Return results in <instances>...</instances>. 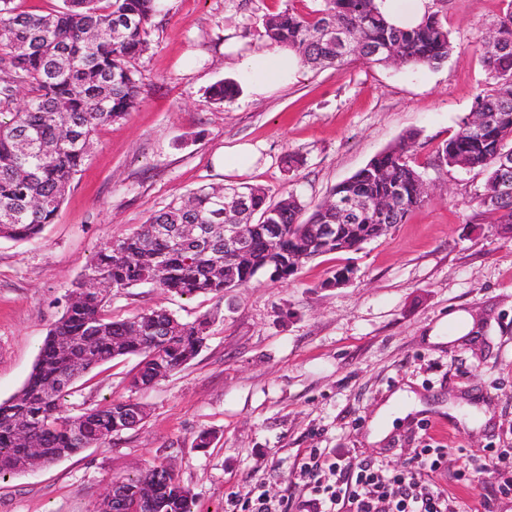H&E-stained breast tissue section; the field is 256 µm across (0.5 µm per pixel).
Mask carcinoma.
Returning a JSON list of instances; mask_svg holds the SVG:
<instances>
[{
	"label": "carcinoma",
	"mask_w": 512,
	"mask_h": 512,
	"mask_svg": "<svg viewBox=\"0 0 512 512\" xmlns=\"http://www.w3.org/2000/svg\"><path fill=\"white\" fill-rule=\"evenodd\" d=\"M320 7L301 12L292 7L272 15L265 24L271 43L294 52L318 69L341 70L357 60L367 64L437 67L453 52L448 29L438 13L420 23H390L377 0H319ZM65 7L45 15L26 13L0 0V238L29 241L51 224L67 190L81 171L104 126L138 108L142 74L137 60L149 49V28L160 13L161 0H64ZM342 27L346 46L327 39L330 26ZM498 38L474 47L488 75L475 95L459 131L437 150V159L486 174L480 198L483 214L512 234V194L500 191L512 179V0L496 23ZM219 101L237 94L232 81L211 89ZM486 123L480 132L463 134L471 116ZM34 143L25 155L21 144ZM413 145L402 139L374 156L365 167L337 185L305 220L304 205L291 194L277 201L258 188L233 191L249 207L230 215L234 224L250 225L252 256L224 274L223 189L201 187L152 214L134 232L104 244L96 262L68 295L62 316L52 324L37 361L21 391L0 402V478L28 467L51 464L91 446H102L119 433L123 418L135 428L146 417L133 399L113 401L77 416L66 413L62 400L75 381L119 356L140 357L131 387L144 389L156 379L187 365L203 346L208 322L183 323L166 310H145L134 317L112 319L104 313L106 292L96 281L127 289L154 284L180 296L222 295L249 284L259 273L274 275L288 256L307 259L336 252L314 244L316 224H344L329 204L351 196L371 203L402 197L386 212L369 207L364 227L343 247L356 251L379 237L378 224H400L425 198L417 188L421 173L411 164ZM155 224H206L208 236L189 252L167 237L152 234ZM122 502L106 497L95 512H140L143 496H152L155 512H194V497L165 465L145 468L122 481Z\"/></svg>",
	"instance_id": "cac0c4a2"
}]
</instances>
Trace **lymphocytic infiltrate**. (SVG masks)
I'll list each match as a JSON object with an SVG mask.
<instances>
[{
  "instance_id": "lymphocytic-infiltrate-1",
  "label": "lymphocytic infiltrate",
  "mask_w": 512,
  "mask_h": 512,
  "mask_svg": "<svg viewBox=\"0 0 512 512\" xmlns=\"http://www.w3.org/2000/svg\"><path fill=\"white\" fill-rule=\"evenodd\" d=\"M448 446L434 442L416 449L404 468L397 469L347 455L328 457L313 448L299 471L297 503L273 499L266 492L248 497L232 512H464L448 488L437 482ZM495 458L499 477L482 501L483 512L512 503V448H486L468 456L458 480L481 472Z\"/></svg>"
}]
</instances>
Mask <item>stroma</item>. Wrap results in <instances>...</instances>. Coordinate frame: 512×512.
Masks as SVG:
<instances>
[{
  "instance_id": "35a3bbf8",
  "label": "stroma",
  "mask_w": 512,
  "mask_h": 512,
  "mask_svg": "<svg viewBox=\"0 0 512 512\" xmlns=\"http://www.w3.org/2000/svg\"><path fill=\"white\" fill-rule=\"evenodd\" d=\"M315 0H164L138 60L140 105L103 127L52 224L39 238H0V401L28 379L69 291L103 244L202 185L251 186L273 199L324 200L375 155L413 136V161L430 189L404 223L360 250L303 262L293 277L258 275L224 295L179 296L151 284L110 291L105 312L130 318L164 309L207 319L206 340L183 369L132 390L137 357H119L78 380L64 398L76 415L135 399L147 416L102 446L0 479V512H92L115 480L152 464L172 468L196 512H226L255 487L297 494L311 448L402 465L449 426L439 482L477 508L495 474L459 484L464 451L512 448V237L482 216L486 175L440 163L487 73L473 51L506 0H430L454 51L442 65L351 63L302 68L267 95L212 87L236 78L239 56L271 50L268 17ZM253 144L244 174L215 159ZM298 160L294 170L286 154ZM351 280L327 286L336 268ZM466 311L472 329L442 338ZM207 432L215 440L197 447Z\"/></svg>"
}]
</instances>
